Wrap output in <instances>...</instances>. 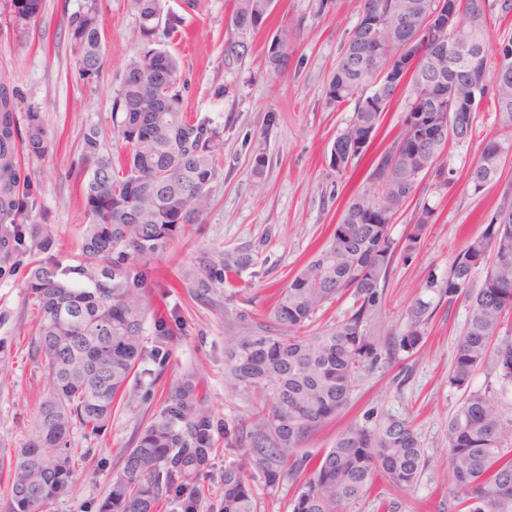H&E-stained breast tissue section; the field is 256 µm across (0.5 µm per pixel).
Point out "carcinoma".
<instances>
[{"label": "carcinoma", "instance_id": "cac0c4a2", "mask_svg": "<svg viewBox=\"0 0 512 512\" xmlns=\"http://www.w3.org/2000/svg\"><path fill=\"white\" fill-rule=\"evenodd\" d=\"M437 4L366 0L363 12L370 16H362L350 32L326 84L328 103L355 100L353 117L331 149L330 167L339 176L368 151L400 87L408 89L407 110L329 241L279 293L269 323L225 341L226 387H255L262 398L248 418L224 422V495L211 505L214 512H259L251 486L257 475L270 488L287 475L301 480L292 512H342L379 479L403 490L413 487L425 466L420 438L402 418L351 426L317 460L298 450L348 405L360 368L418 349L432 318L431 302L419 298L403 333L381 339L374 331L390 272L397 258L407 261L420 248L432 211L422 209L402 247L390 237V224L425 176L451 186L449 143L465 142L476 118L469 83L449 72L448 60L432 50L430 16ZM274 5L275 0H233L234 34L224 46L225 64L244 58L246 35L264 23ZM453 6L460 28L448 38L471 39L480 47L479 62L487 64L486 0H453ZM42 7L43 0H0V26L10 17L35 22ZM128 7L137 14L140 37L149 48L128 62L114 99V111L122 113L118 134L125 153L103 151L96 127L83 132V167L76 182L86 227L73 266L59 267L50 254L53 241L36 238L27 227L40 190L25 173V159L47 153L50 141L39 112L18 115V90L0 73V278L16 272L17 257L29 256L25 284L40 311L32 351L51 378L34 436L0 464L8 471V512H52L72 489L73 430L98 434L111 420L116 399L143 398L141 383L131 378L143 362L163 366L178 324L172 311L149 314V267L187 225L201 223L211 205L221 148L207 118L183 112L179 61L161 47V38L177 30L181 19L171 14L160 26L162 0H128ZM67 30L83 76L98 78L105 36L96 5L69 16ZM374 37L394 52L409 43L410 53L371 58ZM158 54L165 58L160 69L153 67ZM287 60L288 44L273 39L266 65L279 71ZM488 76L495 89L496 134L469 171L476 191L512 154V71L500 78L495 68ZM437 122L447 125V136L435 142ZM255 262L249 250L227 253L219 273L203 257L195 288L204 296L213 279L227 280ZM479 269L486 270L485 279L474 293L469 285ZM428 288L450 307L459 301L470 306L449 376L466 397L448 419L444 453L457 490L448 512H512V418L503 416L493 393L471 389L473 375L490 359L500 392L512 387L511 200L466 243L448 276ZM347 294L352 305L342 319L305 333L319 310ZM150 315L154 341L148 348L143 333ZM217 427L195 382L187 378L175 384L137 432L98 512H156L170 493L174 512H202V479Z\"/></svg>", "mask_w": 512, "mask_h": 512}]
</instances>
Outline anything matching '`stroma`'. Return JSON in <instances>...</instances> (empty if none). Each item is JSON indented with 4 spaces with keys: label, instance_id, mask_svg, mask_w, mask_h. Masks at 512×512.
Masks as SVG:
<instances>
[{
    "label": "stroma",
    "instance_id": "stroma-1",
    "mask_svg": "<svg viewBox=\"0 0 512 512\" xmlns=\"http://www.w3.org/2000/svg\"><path fill=\"white\" fill-rule=\"evenodd\" d=\"M105 34V58L96 82L80 76L70 50L67 18L85 0H44L39 21L0 29V73L18 88L20 111H38L51 139L47 154L30 158L26 171L40 188V207L32 216L38 237H50L53 255L75 264L84 224V201L74 176L80 166L84 129L96 126L103 148L121 151L119 120L112 112L127 62L142 49L139 20L126 0H98ZM363 0H277L264 24L248 36L249 54L234 65L224 62V44L232 34V0H200L183 11L181 0H162L164 13L181 16L179 33L168 48L180 61L185 109L209 118L223 145L211 184V206L202 223L172 242L153 261L149 298L176 309L181 330L170 343L159 377L142 374L151 398L132 406L118 403L99 436L74 432L71 446L80 463L72 490L54 512H97L115 473L132 448L138 429L157 410L181 378L193 377L216 419L248 417L258 392L224 387V340L266 323L276 292L325 244L349 198L360 188L375 157L393 139L406 109V94L390 103L378 133L346 176L331 169L330 152L348 125L353 103L327 104L324 87L337 56L361 18ZM289 46L288 65L276 72L265 65L273 37ZM492 91H485L470 138L451 145L447 167L451 188L425 177L409 205L392 224L390 235L404 240L418 211L432 220L413 257L395 264L387 282V304L380 317L385 330L403 332L416 298L436 302L425 345L416 353L399 352L395 361L363 368L349 405L322 425L300 450L319 457L347 427L367 419L397 417L411 421L427 463L406 492L376 482L369 496L344 512H448L454 495L443 463L448 420L464 393L448 381L458 338L469 317L467 302H439L427 290L443 280L468 238L479 235L512 189V158L494 180L473 190L468 173L481 144L495 133ZM277 113L268 124V113ZM266 163L255 171L253 159ZM250 249L257 262L244 270L236 287L215 279L207 296H197L193 281L199 257L223 266L224 255ZM38 310L22 275L0 279V458L9 457L31 438L39 397L50 377L31 355Z\"/></svg>",
    "mask_w": 512,
    "mask_h": 512
}]
</instances>
